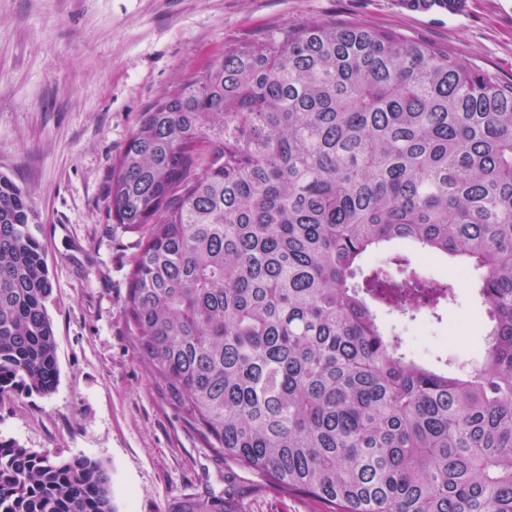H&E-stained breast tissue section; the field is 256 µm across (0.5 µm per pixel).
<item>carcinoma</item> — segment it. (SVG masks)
Returning a JSON list of instances; mask_svg holds the SVG:
<instances>
[{"label": "carcinoma", "instance_id": "carcinoma-1", "mask_svg": "<svg viewBox=\"0 0 512 512\" xmlns=\"http://www.w3.org/2000/svg\"><path fill=\"white\" fill-rule=\"evenodd\" d=\"M455 12L462 0H403ZM137 243L125 312L205 447L327 512H512V81L402 35L312 21L231 48L140 113L110 174ZM0 174V398L52 394L44 247ZM407 243L484 271L494 326L453 377L386 334ZM0 512H114L112 479L0 438ZM175 512H230L193 499Z\"/></svg>", "mask_w": 512, "mask_h": 512}]
</instances>
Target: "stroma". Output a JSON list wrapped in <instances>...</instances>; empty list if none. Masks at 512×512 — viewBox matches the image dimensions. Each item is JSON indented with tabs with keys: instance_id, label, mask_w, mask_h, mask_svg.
I'll list each match as a JSON object with an SVG mask.
<instances>
[{
	"instance_id": "35a3bbf8",
	"label": "stroma",
	"mask_w": 512,
	"mask_h": 512,
	"mask_svg": "<svg viewBox=\"0 0 512 512\" xmlns=\"http://www.w3.org/2000/svg\"><path fill=\"white\" fill-rule=\"evenodd\" d=\"M392 30L512 80V0H463L415 11L402 0H0V174L27 194L46 248L47 302L59 383L48 396L0 398V437L62 458L87 456L112 477L115 512H173L210 496L236 512H326L214 454L157 388L124 301L138 233L113 223L109 175L139 115L225 49L311 21ZM387 264L453 288L442 317H470L486 353L479 278L454 280L457 259Z\"/></svg>"
}]
</instances>
